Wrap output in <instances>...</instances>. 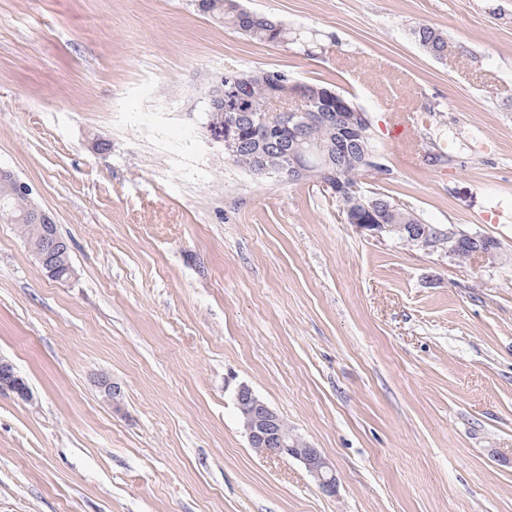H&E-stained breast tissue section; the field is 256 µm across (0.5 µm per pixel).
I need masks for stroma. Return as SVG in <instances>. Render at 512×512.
Instances as JSON below:
<instances>
[{
	"label": "stroma",
	"mask_w": 512,
	"mask_h": 512,
	"mask_svg": "<svg viewBox=\"0 0 512 512\" xmlns=\"http://www.w3.org/2000/svg\"><path fill=\"white\" fill-rule=\"evenodd\" d=\"M241 3L320 49L194 0H0V168L76 269L51 280L0 223V357L31 392L0 391V512H512V0ZM259 69L358 103L388 170L367 187L497 252L368 238L319 183L227 162L209 83ZM241 384L329 459L335 495L255 453ZM199 11L215 23L233 28L259 43L287 49L292 44L304 47L300 41H305L296 34L292 35L287 26L264 14L241 10L238 0H201ZM413 35L430 55L443 58L448 53V41L438 30L422 24L413 29Z\"/></svg>",
	"instance_id": "1"
}]
</instances>
